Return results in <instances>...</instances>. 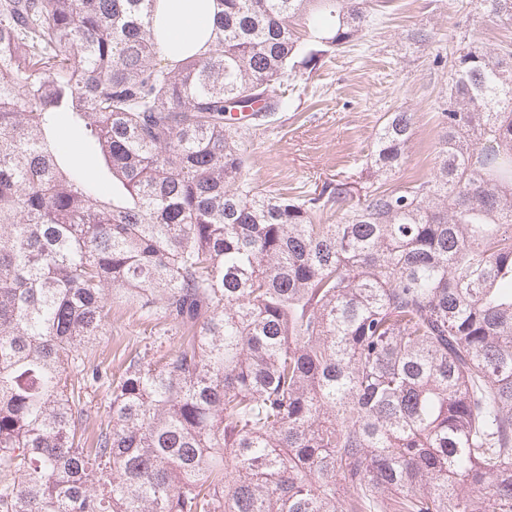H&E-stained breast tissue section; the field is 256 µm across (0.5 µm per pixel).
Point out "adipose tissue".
Listing matches in <instances>:
<instances>
[{
	"label": "adipose tissue",
	"mask_w": 512,
	"mask_h": 512,
	"mask_svg": "<svg viewBox=\"0 0 512 512\" xmlns=\"http://www.w3.org/2000/svg\"><path fill=\"white\" fill-rule=\"evenodd\" d=\"M214 24L212 0H158L159 51L169 59L198 51Z\"/></svg>",
	"instance_id": "obj_1"
}]
</instances>
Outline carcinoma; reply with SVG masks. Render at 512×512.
Wrapping results in <instances>:
<instances>
[{"mask_svg":"<svg viewBox=\"0 0 512 512\" xmlns=\"http://www.w3.org/2000/svg\"><path fill=\"white\" fill-rule=\"evenodd\" d=\"M156 3L0 0V512H512V37L436 54L428 176L386 186L396 111L378 185L274 196L235 114L288 110L378 2L213 0L178 61ZM478 9L512 27V0ZM117 301L180 339L119 368L87 448ZM112 398V381L103 377L97 382H88L83 390V401L89 409L92 420L86 436L87 444L90 443L93 434V428L100 424L106 426L111 422L110 401ZM85 436V437H86Z\"/></svg>","mask_w":512,"mask_h":512,"instance_id":"cac0c4a2","label":"carcinoma"}]
</instances>
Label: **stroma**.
I'll return each instance as SVG.
<instances>
[{"mask_svg":"<svg viewBox=\"0 0 512 512\" xmlns=\"http://www.w3.org/2000/svg\"><path fill=\"white\" fill-rule=\"evenodd\" d=\"M491 44L500 26L483 21L473 0H392L368 42L336 53L319 69L296 77L293 105L246 143L249 178L274 194L295 195L338 175L366 176L374 137L386 113L413 115L409 157L390 179L403 186L427 174L440 128L436 114L448 84L432 66L451 50L459 27ZM422 27L431 41L408 46V30ZM177 338L164 322L144 330L131 308L113 305L112 326L87 347L92 363L116 368L133 351H166Z\"/></svg>","mask_w":512,"mask_h":512,"instance_id":"obj_1","label":"stroma"}]
</instances>
